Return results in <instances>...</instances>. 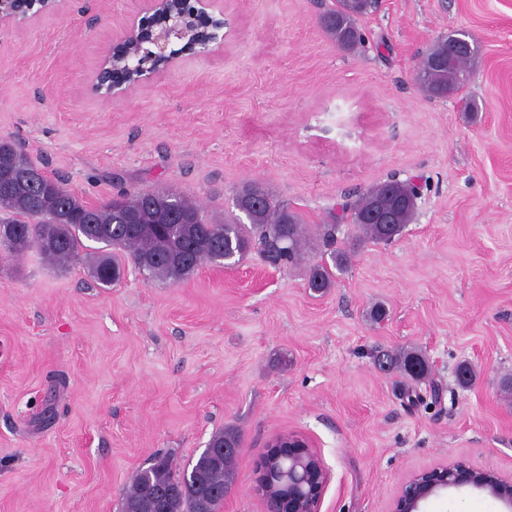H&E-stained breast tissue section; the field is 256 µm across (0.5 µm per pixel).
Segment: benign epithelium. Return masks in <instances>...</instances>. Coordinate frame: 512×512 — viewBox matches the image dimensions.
Listing matches in <instances>:
<instances>
[{"instance_id": "1", "label": "benign epithelium", "mask_w": 512, "mask_h": 512, "mask_svg": "<svg viewBox=\"0 0 512 512\" xmlns=\"http://www.w3.org/2000/svg\"><path fill=\"white\" fill-rule=\"evenodd\" d=\"M155 5L158 20L144 28V42L150 46L146 54L157 61V66L148 70L140 66L137 58L126 63L128 69L138 71L140 78L172 62L176 54L172 45L184 41L198 20L207 22L209 32L205 40L193 45V54L206 52L208 45L218 40V31L224 28L223 20L213 18L203 9L177 15L162 11L163 0H157ZM109 61L108 57L104 59L96 83V91L105 97L118 94V89L126 83V80L113 76ZM328 480V470L318 453L306 440L292 434L272 440L261 454L255 470V481L266 501V512H320ZM464 487L483 491L512 508L511 480L458 462L450 467L414 474L402 488L393 512H426L429 501L444 496L450 488Z\"/></svg>"}]
</instances>
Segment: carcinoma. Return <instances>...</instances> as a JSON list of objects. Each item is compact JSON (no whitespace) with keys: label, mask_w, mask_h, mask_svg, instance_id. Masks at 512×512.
I'll list each match as a JSON object with an SVG mask.
<instances>
[{"label":"carcinoma","mask_w":512,"mask_h":512,"mask_svg":"<svg viewBox=\"0 0 512 512\" xmlns=\"http://www.w3.org/2000/svg\"><path fill=\"white\" fill-rule=\"evenodd\" d=\"M371 0H335L321 16V25L332 42L344 50L361 42L358 17L371 7ZM467 37L455 33L432 44L424 55L416 82L430 95L444 97L460 90L468 67L479 49L448 58V46ZM0 227L9 229L14 245L5 251L17 258L34 249L56 265L79 260L85 242L106 246L99 253L93 277L102 285L121 279V257L131 259L149 279L173 283L221 257L242 260L252 250L274 268L286 267L303 257L305 227L300 216L288 206L275 202L258 184L244 187L235 196L239 214L214 224L203 207L187 196L170 191L121 193L90 205L69 191L59 179L41 173L11 140L0 138ZM417 187L397 180L377 184L356 201L342 206L333 223L323 225V238L332 245L341 225L350 223L356 240L390 241L413 219ZM401 205L400 224L394 229L373 222L375 204L385 198ZM333 284L327 265L314 263L308 288L321 292ZM389 369L413 380L428 371V364L416 349L384 356ZM242 437L227 427L215 433L208 448L191 468L176 469L169 456H155L139 469L125 493L126 512H137L151 495L160 499L161 512H217L230 491Z\"/></svg>","instance_id":"obj_1"}]
</instances>
